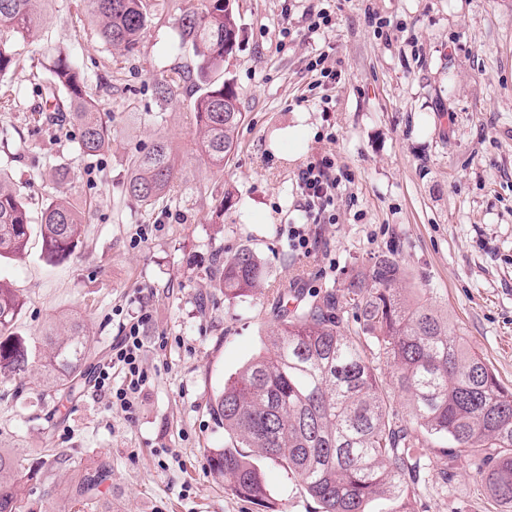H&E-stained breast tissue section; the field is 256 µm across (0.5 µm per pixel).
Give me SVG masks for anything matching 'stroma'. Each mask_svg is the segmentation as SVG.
<instances>
[{"mask_svg":"<svg viewBox=\"0 0 512 512\" xmlns=\"http://www.w3.org/2000/svg\"><path fill=\"white\" fill-rule=\"evenodd\" d=\"M203 0H147L155 19L136 49L98 37L84 0H46L38 41L21 46L0 80V172L32 227L25 254L0 259V280L22 308L13 333L40 341L78 316L93 367L111 359L139 310L150 320L148 374L132 413L109 409L94 384L69 400L35 377L0 382V448L37 462L66 452L58 488L89 460L112 463V497L95 512H265L225 491L206 449L229 438L214 392L260 349L277 289L343 287L381 251L397 250L408 285L423 289L448 325L512 387V0H233L239 44L225 64L245 121L223 169L197 150L193 65L174 22ZM332 15L308 32V9ZM298 30L297 38L284 28ZM324 52L335 83L307 63ZM69 52L88 91L112 115V148H78V127L49 132L40 91L58 52ZM178 79L162 100L159 79ZM164 139L180 168L154 205L129 201L132 159ZM336 158V221L309 224L310 253L292 250L301 222L299 169ZM69 171L68 180L55 176ZM66 198L85 217L66 260L42 251L40 216ZM250 247L263 288L230 299L214 287L216 256ZM276 512L317 505L263 459ZM452 488L422 484L411 512H502L465 460Z\"/></svg>","mask_w":512,"mask_h":512,"instance_id":"1","label":"stroma"}]
</instances>
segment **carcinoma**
<instances>
[{"label":"carcinoma","mask_w":512,"mask_h":512,"mask_svg":"<svg viewBox=\"0 0 512 512\" xmlns=\"http://www.w3.org/2000/svg\"><path fill=\"white\" fill-rule=\"evenodd\" d=\"M46 0H0V80L19 43L37 40ZM104 44L119 52L136 48L151 24L146 0H86ZM180 48L195 59L197 90L192 103L198 145L209 165L222 168L237 147L245 119L231 79H216L233 56L239 26L231 0H204L203 8L175 20ZM46 103L76 121L79 149L96 156L112 146V126L91 98L73 58L64 52L50 66ZM177 166L165 141L134 158L125 195L152 205L168 191ZM82 213L70 201L49 203L41 216L44 255H72ZM30 217L8 177L0 174V258L22 256ZM224 296L249 295L265 279L264 264L244 247L212 274ZM279 294L263 347L211 400L231 445L207 450L211 474L233 496L265 505L270 492L259 456L297 479L319 512H369L376 500L394 503L389 512H410L409 496L427 478L448 486L457 477L453 462L477 455V475L492 497L512 505V388L448 327V318L419 293L406 294L405 271L390 251L353 273L346 286L296 299ZM21 301L0 281V378H24L38 363L40 379L71 394L86 378L89 349L79 318L50 324L42 351L12 332ZM393 367L392 390L404 411L390 404L374 361ZM430 440L446 445L437 460L419 449ZM54 484L53 466L29 464L0 449V512H71L94 507L112 488V464L97 459L83 466L56 501L27 495L30 484Z\"/></svg>","instance_id":"obj_1"}]
</instances>
